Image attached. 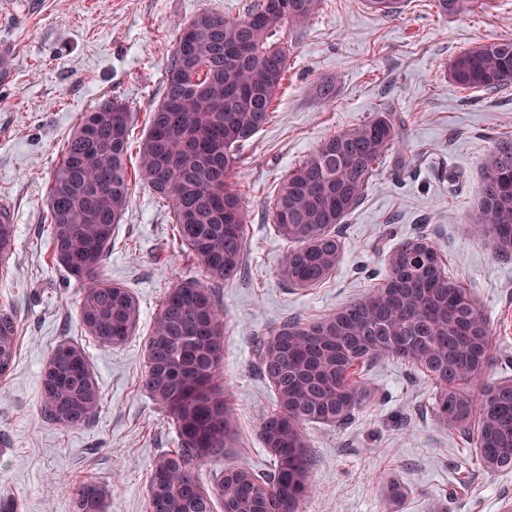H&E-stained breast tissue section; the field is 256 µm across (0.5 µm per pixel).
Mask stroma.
Listing matches in <instances>:
<instances>
[{
  "instance_id": "obj_1",
  "label": "stroma",
  "mask_w": 512,
  "mask_h": 512,
  "mask_svg": "<svg viewBox=\"0 0 512 512\" xmlns=\"http://www.w3.org/2000/svg\"><path fill=\"white\" fill-rule=\"evenodd\" d=\"M249 0H0V43L14 50L0 82V204L15 236L0 267V306L13 305L20 345L0 377V496L17 512H72L66 488L89 479L108 489L109 512H146L155 458L175 447L169 414L139 387L144 343L158 302L201 268L172 241L170 213L147 189H132L104 266L112 282L137 297L139 328L125 344L104 348L78 321L80 287L49 254L48 181L65 138L82 112L121 96L140 141L160 100L162 78L178 34L195 15L242 17ZM512 37V0H491L468 14L437 16L430 0H406L386 18L365 0H324L307 28L289 30L288 79L276 116L248 144L236 180L250 214L243 277L221 290L227 324L223 379L231 391L238 441L225 459L200 468L210 480L223 464L267 469L256 438L260 417L275 406L270 386L251 367L252 339L284 321H312L367 294L394 243L425 228L451 275L486 317L494 353L485 379L512 380V259L493 256L469 222L485 156L512 141V88L490 97L462 91L446 66L477 44ZM336 81V96L316 86ZM391 104L401 138L381 164L363 205L338 232L339 264L325 282L294 288L277 274L288 244L269 216L276 184L320 142ZM413 157L401 169L398 156ZM62 342L88 355L104 398L92 421L68 430L40 412L42 375ZM370 400L345 427L312 424V491L298 512H390L388 482L405 498L399 512H502L512 502V471L472 464L468 443L428 407L432 390L404 363L372 364Z\"/></svg>"
}]
</instances>
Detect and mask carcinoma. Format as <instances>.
<instances>
[{
	"label": "carcinoma",
	"mask_w": 512,
	"mask_h": 512,
	"mask_svg": "<svg viewBox=\"0 0 512 512\" xmlns=\"http://www.w3.org/2000/svg\"><path fill=\"white\" fill-rule=\"evenodd\" d=\"M324 0H253L231 19L202 12L181 30L137 153L138 183L170 207L178 246L197 258L203 279L167 290L145 343L142 390L170 415L177 447L155 459L146 512H297L311 492L314 466L305 426L350 422L371 393L362 372L399 359L433 386L437 421L476 438L481 467L512 470V381L483 382L492 363L490 328L467 288L422 236L398 241L380 282L367 294L314 321H287L255 341L254 368L270 384L275 408L256 435L270 456L257 471L245 464L216 471L210 485L199 467L235 447L237 421L219 384L224 348L220 288L243 269L248 212L237 188V149L272 117L287 70L285 26L303 29ZM382 16L404 0H367ZM441 17L470 12L478 0H432ZM448 76L465 90L512 87V38L464 50ZM132 112L116 96L84 113L64 141L51 177L45 222L50 255L82 288L79 322L103 347L136 332L140 305L103 267L112 233L131 191L125 157ZM400 138L386 106L363 123L325 138L278 181L271 220L289 243L277 274L310 288L338 265L336 227L359 208L381 162ZM497 258L512 257V144H498L484 162L471 219ZM14 225L0 219V256ZM19 345L13 308L0 307V376ZM102 394L88 356L64 343L50 354L40 410L67 429L86 426ZM73 512H106L107 494L92 481L70 487Z\"/></svg>",
	"instance_id": "obj_1"
}]
</instances>
